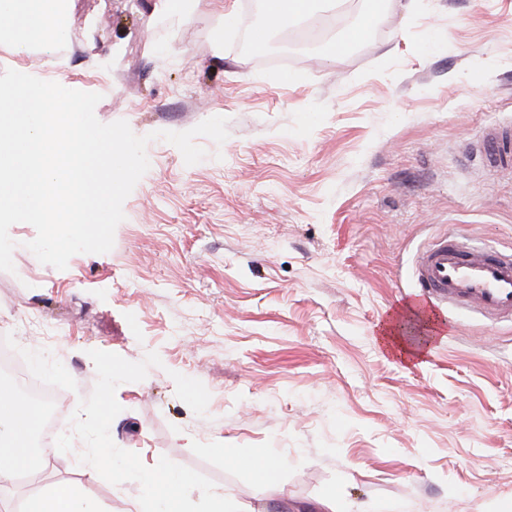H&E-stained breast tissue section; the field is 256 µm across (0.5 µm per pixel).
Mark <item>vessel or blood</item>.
Masks as SVG:
<instances>
[{
    "mask_svg": "<svg viewBox=\"0 0 512 512\" xmlns=\"http://www.w3.org/2000/svg\"><path fill=\"white\" fill-rule=\"evenodd\" d=\"M481 161L512 168V127L491 131L478 146ZM414 288L439 309L470 310L495 322H512V249L475 247L444 234L414 259Z\"/></svg>",
    "mask_w": 512,
    "mask_h": 512,
    "instance_id": "1",
    "label": "vessel or blood"
}]
</instances>
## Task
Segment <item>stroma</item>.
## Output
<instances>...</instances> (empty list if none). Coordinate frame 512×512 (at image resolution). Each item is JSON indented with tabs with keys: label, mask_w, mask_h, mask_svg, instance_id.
Wrapping results in <instances>:
<instances>
[{
	"label": "stroma",
	"mask_w": 512,
	"mask_h": 512,
	"mask_svg": "<svg viewBox=\"0 0 512 512\" xmlns=\"http://www.w3.org/2000/svg\"><path fill=\"white\" fill-rule=\"evenodd\" d=\"M334 0L277 31L261 57L224 37L208 0L179 20L150 0H70L62 67L0 45L13 69L100 94L96 118L134 134L228 120L223 143L185 165L162 140L123 204L114 246L66 269L26 247L0 271V336L33 377L59 389L62 421L88 397L99 349L145 380L116 389L114 443L146 465L194 469L242 512H512V324L467 314L423 359L384 352L379 328L410 306L411 265L430 239L461 232L512 246V171L469 166L472 142L512 123V0ZM210 393L205 416L172 373ZM268 456L277 482L226 466L222 449ZM56 453L17 495L70 481L109 512L138 483L113 485Z\"/></svg>",
	"instance_id": "35a3bbf8"
}]
</instances>
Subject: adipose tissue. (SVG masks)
<instances>
[{
  "label": "adipose tissue",
  "instance_id": "adipose-tissue-1",
  "mask_svg": "<svg viewBox=\"0 0 512 512\" xmlns=\"http://www.w3.org/2000/svg\"><path fill=\"white\" fill-rule=\"evenodd\" d=\"M67 0H0V42L24 50L66 42ZM36 420L31 406L15 392L0 391V492L14 491L34 464L30 438ZM23 512H103L80 486L60 482L21 498Z\"/></svg>",
  "mask_w": 512,
  "mask_h": 512
}]
</instances>
